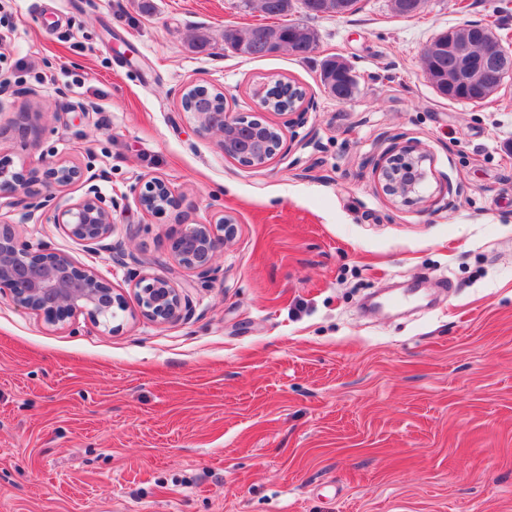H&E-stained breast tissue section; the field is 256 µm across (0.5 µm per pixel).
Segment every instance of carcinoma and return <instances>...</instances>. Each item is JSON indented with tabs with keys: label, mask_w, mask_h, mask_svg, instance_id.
<instances>
[{
	"label": "carcinoma",
	"mask_w": 512,
	"mask_h": 512,
	"mask_svg": "<svg viewBox=\"0 0 512 512\" xmlns=\"http://www.w3.org/2000/svg\"><path fill=\"white\" fill-rule=\"evenodd\" d=\"M244 5L247 7L252 5L264 16L276 19L286 17L296 9L313 18L318 16L319 13L317 0H263L261 4L256 0H244ZM268 30L278 31L281 41L284 43V50L298 58H307L308 54L312 53L317 47L318 35L316 31L300 23L254 24L243 31L236 28H226L224 29V45L249 59L268 57L271 55V51L266 49L262 43V35ZM451 33L460 40L471 42L475 53L479 52L477 35L493 36L487 26L479 23L470 24L461 29H453ZM242 42L245 43V49L240 50L238 44ZM421 61L422 65L429 71L436 70L446 73L462 68V62L448 54L446 49H439L432 54L426 48L421 55ZM320 81L324 89L335 98L341 94L352 97L356 93V90L344 87L340 74L336 72V58L334 57L324 63ZM301 93H303V90L300 87L296 85L292 87L287 83L271 93L268 109L273 112H286L292 108L295 98Z\"/></svg>",
	"instance_id": "carcinoma-1"
}]
</instances>
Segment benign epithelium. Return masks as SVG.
<instances>
[{"mask_svg": "<svg viewBox=\"0 0 512 512\" xmlns=\"http://www.w3.org/2000/svg\"><path fill=\"white\" fill-rule=\"evenodd\" d=\"M448 50L467 64L480 68L488 85L499 90L512 77V54L494 41L474 56L467 44L448 36ZM435 90H453L462 85L460 72L448 76L427 74ZM200 132L214 136L224 156L261 169L282 149L284 130L278 124L259 123L233 112H216L206 101L182 98ZM428 156L408 151L389 157L378 175L384 187L403 202L421 199L419 189L427 171ZM97 176L67 160H57L42 173L12 171L0 160V296L14 306L59 325L77 314L109 326L124 310L122 295L96 272L79 267L61 251L24 240L16 224L7 219L14 210L24 211L28 220L48 219L91 252L112 251L110 242L116 224L117 201L102 196ZM80 183L84 195L50 217L41 213L40 189ZM136 203L145 213L163 214L181 205V196L162 179L152 178L135 190ZM233 219L222 216L207 222L186 223L169 237V256L180 267L204 279L214 271V260L235 236ZM141 314L154 322L171 323L187 318L192 311L189 295L160 273L138 276L134 283Z\"/></svg>", "mask_w": 512, "mask_h": 512, "instance_id": "7a95c632", "label": "benign epithelium"}]
</instances>
